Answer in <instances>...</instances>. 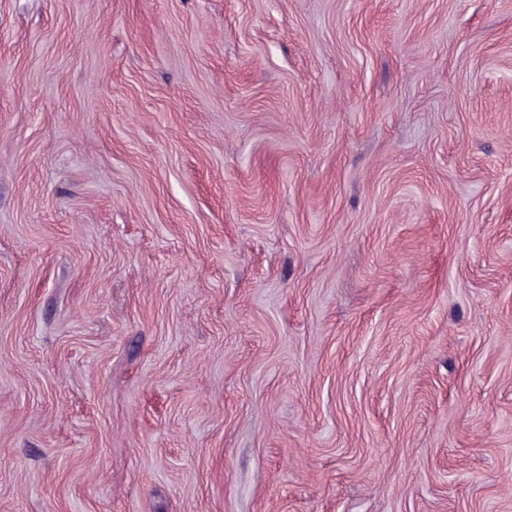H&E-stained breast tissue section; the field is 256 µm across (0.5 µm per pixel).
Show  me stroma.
Listing matches in <instances>:
<instances>
[{"label":"stroma","mask_w":512,"mask_h":512,"mask_svg":"<svg viewBox=\"0 0 512 512\" xmlns=\"http://www.w3.org/2000/svg\"><path fill=\"white\" fill-rule=\"evenodd\" d=\"M0 512H512V0H0Z\"/></svg>","instance_id":"1"}]
</instances>
